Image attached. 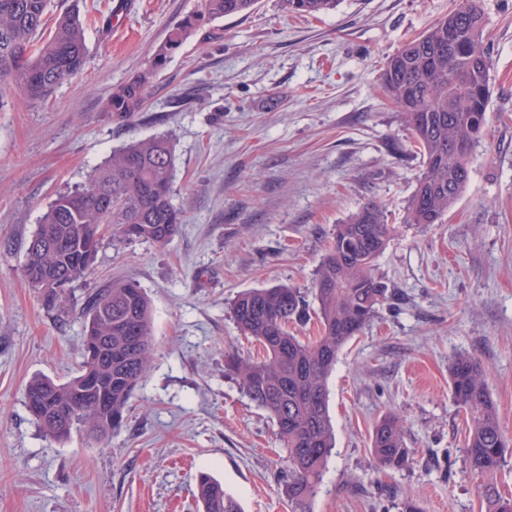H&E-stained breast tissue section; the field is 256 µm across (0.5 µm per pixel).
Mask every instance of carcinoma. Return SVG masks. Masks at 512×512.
<instances>
[{
	"label": "carcinoma",
	"mask_w": 512,
	"mask_h": 512,
	"mask_svg": "<svg viewBox=\"0 0 512 512\" xmlns=\"http://www.w3.org/2000/svg\"><path fill=\"white\" fill-rule=\"evenodd\" d=\"M258 0H199L195 13L159 48L151 64L112 90L106 111L120 122L145 111L159 69L192 30L219 18L248 14ZM290 12L325 14L339 0H282ZM49 0H0V88L15 86L32 103L42 102L66 77L79 73L88 56L86 29L106 37L112 16L85 17L61 11L48 24ZM493 59L486 42L480 0H453L448 14L402 42L386 63L382 84L402 111L424 159L406 214L408 224H441L470 175V158L488 125ZM175 150L165 135L135 140L97 165L88 180L57 195L43 213L27 248L24 275L50 310L65 312L67 290L87 280L104 233L163 246L182 224L172 203ZM395 232L384 206L366 202L336 225L315 274L320 334L303 340L290 327L304 321L301 292L286 286L239 293L231 315L240 331L263 349L262 358L230 352L225 369L243 392L275 421L287 452L282 481L292 512H310L335 445L327 406V380L341 348L362 332L386 298L374 264ZM83 360L65 383L42 376L29 381L26 405L45 435L68 438L78 428L103 441L124 421L128 400L144 379L153 351L149 300L129 279L94 289L86 310ZM454 399L466 415L465 458L481 478V512H512L497 475L512 456L490 393L487 370L469 353L448 370ZM403 423L389 414L376 424L371 455L376 468L403 470L412 461ZM197 495L203 512H241L238 502L206 473Z\"/></svg>",
	"instance_id": "carcinoma-1"
}]
</instances>
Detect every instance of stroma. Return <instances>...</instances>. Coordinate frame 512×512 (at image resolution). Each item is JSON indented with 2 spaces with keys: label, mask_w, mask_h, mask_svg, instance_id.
Here are the masks:
<instances>
[{
  "label": "stroma",
  "mask_w": 512,
  "mask_h": 512,
  "mask_svg": "<svg viewBox=\"0 0 512 512\" xmlns=\"http://www.w3.org/2000/svg\"><path fill=\"white\" fill-rule=\"evenodd\" d=\"M81 3L116 12L108 47L89 35L82 73L43 102L0 91V512H203V472L243 512H291L277 427L224 368L227 352L259 350L230 305L251 288L308 290L337 224L370 200L396 227L375 269L393 296L328 379L336 446L311 508L403 512L411 501L420 512H479L448 365L467 352L486 367L512 436V0H481L488 132L445 223L430 225L405 221L423 156L382 73L452 0H340L319 17L259 0L250 14L198 27L129 124L105 110L113 88L152 61L199 0ZM155 134L175 145L183 224L163 247L104 239L92 284L75 283L58 317L23 275L43 212L113 151ZM127 278L151 301L150 370L104 442L81 431L50 440L25 386L75 375L91 286ZM388 413L401 417L412 461L380 473L371 439Z\"/></svg>",
  "instance_id": "obj_1"
}]
</instances>
